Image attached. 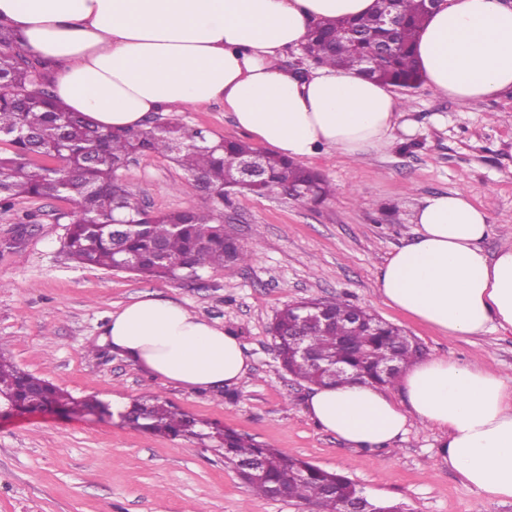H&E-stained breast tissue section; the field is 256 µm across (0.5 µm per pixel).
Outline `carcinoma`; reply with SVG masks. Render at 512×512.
Returning a JSON list of instances; mask_svg holds the SVG:
<instances>
[{"mask_svg": "<svg viewBox=\"0 0 512 512\" xmlns=\"http://www.w3.org/2000/svg\"><path fill=\"white\" fill-rule=\"evenodd\" d=\"M400 17L392 32L377 23L378 12L360 18L325 20L312 26L303 46L320 66L355 67L367 79L382 82L405 97L423 83L413 43L430 11L425 0H394ZM390 46L382 56L381 47ZM371 65H364V61ZM0 210L21 199H61L69 203L64 249L80 265L113 269L118 259L145 277L182 281L200 278L207 267L245 263L251 251L224 225L221 212L185 209L155 212L134 204L116 188L118 171L137 155L168 158L188 174L178 190L201 192L222 200L230 192L228 177L251 156L261 159L262 175L250 187L258 195L282 194L286 186L315 188L310 200L331 196L329 183L304 165L262 153L244 141L210 139L201 129L166 122L137 130H104L81 114L69 112L51 89L43 61L28 52L21 37L0 23ZM48 157L54 166L34 162ZM121 223L116 224L114 220ZM324 323L296 335L308 308ZM282 367L315 385L352 380L395 383L421 355V346L400 327L372 310L336 296L284 305L270 327ZM322 357L302 361L298 344ZM0 399L25 412L53 407L67 413L106 409L90 397L77 400L49 381L26 373L0 358ZM124 416L139 428L172 437L215 440L224 466L234 470L250 491L262 498L283 487L288 500L315 512H355L362 491L345 475L328 471L288 452L262 445L176 409L162 396L146 392L133 400ZM261 466V475L251 467Z\"/></svg>", "mask_w": 512, "mask_h": 512, "instance_id": "carcinoma-1", "label": "carcinoma"}]
</instances>
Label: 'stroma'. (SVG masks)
I'll list each match as a JSON object with an SVG mask.
<instances>
[{
  "mask_svg": "<svg viewBox=\"0 0 512 512\" xmlns=\"http://www.w3.org/2000/svg\"><path fill=\"white\" fill-rule=\"evenodd\" d=\"M414 135L382 153L351 161L333 151L306 159L332 183L320 205L242 190L223 204L175 187L185 174L154 154L120 172L127 191L152 211L221 207L224 221L253 252L249 262L210 268L195 281L171 282L123 270L79 267L63 251L62 200L18 202L0 211V354L72 396L125 402L151 390L187 415L348 476L373 499L406 512H477V497L439 457L435 430L412 423L383 448L348 446L304 411L309 384L285 372L269 326L285 304L340 296L371 308L422 344L425 355L481 359L512 374V332L449 338L384 305L378 272L412 239L411 218L425 197L462 191L486 210L482 246L493 254L512 238V91L458 104L424 85L409 99ZM176 120L214 139L247 140L216 101L181 112H154L152 126ZM35 213L19 227L17 217ZM20 236L18 247L3 241ZM173 300L238 336L250 369L217 393L154 378L97 340L109 314L133 299ZM0 512H302L292 501L250 496L216 449L154 435L127 421L85 414L0 415Z\"/></svg>",
  "mask_w": 512,
  "mask_h": 512,
  "instance_id": "stroma-1",
  "label": "stroma"
}]
</instances>
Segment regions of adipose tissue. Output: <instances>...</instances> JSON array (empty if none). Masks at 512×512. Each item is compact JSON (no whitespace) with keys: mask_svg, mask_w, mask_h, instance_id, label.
Instances as JSON below:
<instances>
[{"mask_svg":"<svg viewBox=\"0 0 512 512\" xmlns=\"http://www.w3.org/2000/svg\"><path fill=\"white\" fill-rule=\"evenodd\" d=\"M375 0H0V21L51 65V90L103 129H139L152 112L223 101L274 154L320 150L358 160L413 134L402 100L357 71L303 76L285 51L318 22L371 13ZM427 83L459 104L512 90V6L445 0L414 44ZM414 237L380 268L384 304L456 338L512 330V244L487 255L488 215L460 191L423 200ZM152 376L217 392L249 369L238 338L182 305L138 298L98 338ZM404 404L372 384L313 388L307 414L354 448L437 429L439 453L479 504L512 499V378L480 361L429 357L400 383Z\"/></svg>","mask_w":512,"mask_h":512,"instance_id":"obj_1","label":"adipose tissue"}]
</instances>
